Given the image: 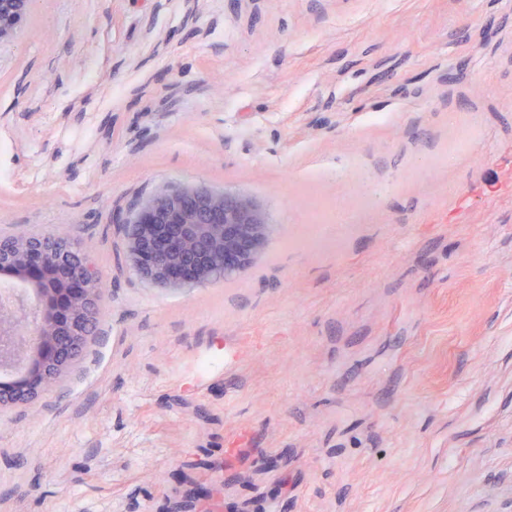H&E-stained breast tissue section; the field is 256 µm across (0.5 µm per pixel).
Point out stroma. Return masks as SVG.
Returning a JSON list of instances; mask_svg holds the SVG:
<instances>
[{"label":"stroma","instance_id":"stroma-1","mask_svg":"<svg viewBox=\"0 0 512 512\" xmlns=\"http://www.w3.org/2000/svg\"><path fill=\"white\" fill-rule=\"evenodd\" d=\"M162 184L264 211L163 288ZM87 246L98 333L0 408V512H512V0H34L0 238ZM267 234L265 216L250 198L203 185L159 186L127 229L137 271L168 288L237 274L263 248Z\"/></svg>","mask_w":512,"mask_h":512}]
</instances>
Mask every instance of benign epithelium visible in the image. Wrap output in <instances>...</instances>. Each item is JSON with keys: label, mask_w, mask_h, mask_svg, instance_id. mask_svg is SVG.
Masks as SVG:
<instances>
[{"label": "benign epithelium", "mask_w": 512, "mask_h": 512, "mask_svg": "<svg viewBox=\"0 0 512 512\" xmlns=\"http://www.w3.org/2000/svg\"><path fill=\"white\" fill-rule=\"evenodd\" d=\"M32 0H0V43L12 40ZM268 224L251 199L206 186L161 185L127 229L128 251L146 280L187 288L229 278L263 248ZM86 248L52 234L0 239V271L28 285L34 304L0 300V406L28 404L52 391L82 354L104 286Z\"/></svg>", "instance_id": "benign-epithelium-1"}]
</instances>
